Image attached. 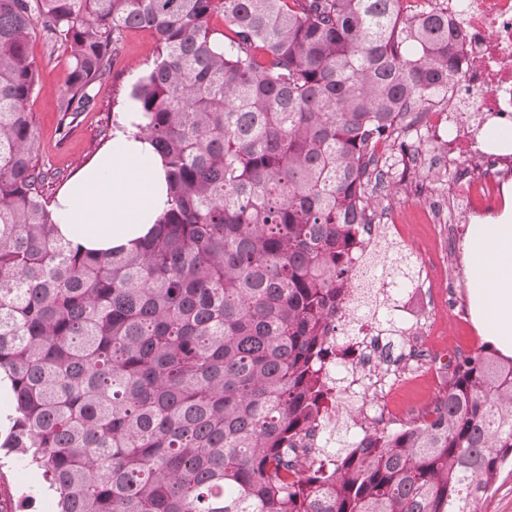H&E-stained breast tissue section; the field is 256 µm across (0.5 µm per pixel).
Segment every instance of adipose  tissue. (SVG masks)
Here are the masks:
<instances>
[{
    "label": "adipose tissue",
    "mask_w": 512,
    "mask_h": 512,
    "mask_svg": "<svg viewBox=\"0 0 512 512\" xmlns=\"http://www.w3.org/2000/svg\"><path fill=\"white\" fill-rule=\"evenodd\" d=\"M138 120L125 112L106 146L56 196L52 209L63 240L100 254L130 251L168 208L162 159L138 134ZM464 252L475 317L512 355V219L469 225Z\"/></svg>",
    "instance_id": "1"
}]
</instances>
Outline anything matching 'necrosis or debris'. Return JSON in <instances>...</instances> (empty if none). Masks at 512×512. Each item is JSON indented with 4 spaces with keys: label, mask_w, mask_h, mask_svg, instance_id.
Wrapping results in <instances>:
<instances>
[{
    "label": "necrosis or debris",
    "mask_w": 512,
    "mask_h": 512,
    "mask_svg": "<svg viewBox=\"0 0 512 512\" xmlns=\"http://www.w3.org/2000/svg\"><path fill=\"white\" fill-rule=\"evenodd\" d=\"M429 7L448 15L461 31L456 46L457 78L448 90L426 101L424 116L403 126L411 146L438 144L434 167L436 186L447 205L423 206L422 222L429 245L412 244L404 232L401 212L385 211L367 225L351 249L356 278L370 272L369 259L381 240L406 245L415 257L419 276L417 307L403 369L445 366L449 357H462L464 348L449 350L444 310L455 288L452 276L455 227L472 218H497L512 213V150L482 137L491 124H512V0H431Z\"/></svg>",
    "instance_id": "4bbe7bcc"
}]
</instances>
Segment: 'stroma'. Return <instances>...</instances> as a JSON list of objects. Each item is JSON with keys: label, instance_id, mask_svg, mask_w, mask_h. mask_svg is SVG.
Wrapping results in <instances>:
<instances>
[{"label": "stroma", "instance_id": "1", "mask_svg": "<svg viewBox=\"0 0 512 512\" xmlns=\"http://www.w3.org/2000/svg\"><path fill=\"white\" fill-rule=\"evenodd\" d=\"M158 54L151 31L126 29L118 36V52L111 73L96 85L95 104L78 122L60 128L57 99L66 89L70 74L68 54L62 44L51 43L35 34L30 55L38 71V82L27 106L34 116L36 155L40 165L55 173L47 193L56 196L66 182L110 139L120 114L126 111L134 83L144 75ZM405 182L390 194L376 195L378 209L398 206L407 219L409 236L425 241L427 229L418 221L417 211L429 198L426 173L410 170ZM40 473L18 455L0 466V512H56V496L42 492Z\"/></svg>", "mask_w": 512, "mask_h": 512}]
</instances>
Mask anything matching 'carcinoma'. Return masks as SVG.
<instances>
[{"label": "carcinoma", "mask_w": 512, "mask_h": 512, "mask_svg": "<svg viewBox=\"0 0 512 512\" xmlns=\"http://www.w3.org/2000/svg\"><path fill=\"white\" fill-rule=\"evenodd\" d=\"M228 34L217 40L216 8ZM69 51L62 124L89 111L116 35L159 50L136 125L170 206L133 251L56 236L28 99L35 32ZM448 16L401 0H0V368L8 448L56 512H481L512 465V357L459 359L432 418L387 431L353 391L349 250L394 118L448 89ZM393 289L415 278L395 260ZM12 382L8 374L0 369V445L9 438L15 417Z\"/></svg>", "instance_id": "1"}]
</instances>
